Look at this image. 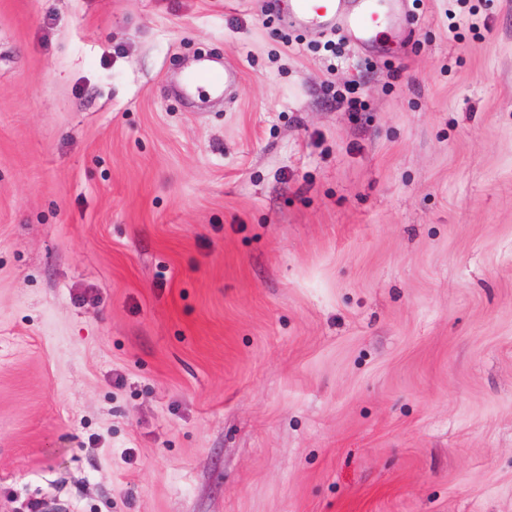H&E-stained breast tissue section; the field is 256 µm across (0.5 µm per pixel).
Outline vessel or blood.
I'll use <instances>...</instances> for the list:
<instances>
[{"label": "vessel or blood", "instance_id": "b4317fda", "mask_svg": "<svg viewBox=\"0 0 512 512\" xmlns=\"http://www.w3.org/2000/svg\"><path fill=\"white\" fill-rule=\"evenodd\" d=\"M382 0H291L287 22L342 34L356 48L373 45L390 23L383 12ZM235 70H217L203 65L192 73L191 82L214 89L229 85Z\"/></svg>", "mask_w": 512, "mask_h": 512}]
</instances>
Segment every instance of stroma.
I'll list each match as a JSON object with an SVG mask.
<instances>
[{
    "label": "stroma",
    "mask_w": 512,
    "mask_h": 512,
    "mask_svg": "<svg viewBox=\"0 0 512 512\" xmlns=\"http://www.w3.org/2000/svg\"><path fill=\"white\" fill-rule=\"evenodd\" d=\"M287 11L0 0V512H512V0ZM284 20L294 26L342 34L357 49H367L389 26L382 0H291ZM237 75L234 69L224 68V72L203 65L193 70L191 85H208L213 89L226 88Z\"/></svg>",
    "instance_id": "obj_1"
}]
</instances>
